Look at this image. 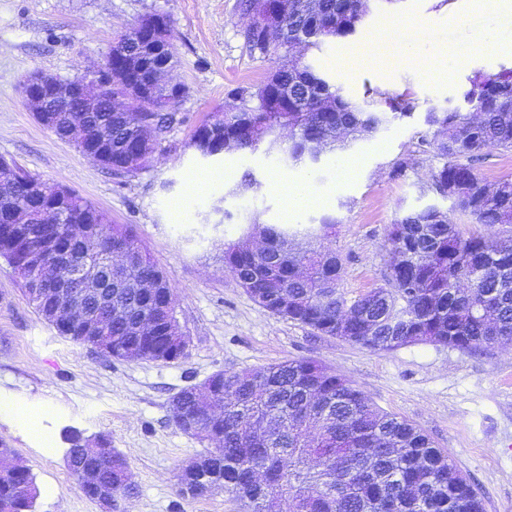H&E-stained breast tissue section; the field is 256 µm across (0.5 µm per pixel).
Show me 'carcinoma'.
Segmentation results:
<instances>
[{"instance_id": "1", "label": "carcinoma", "mask_w": 512, "mask_h": 512, "mask_svg": "<svg viewBox=\"0 0 512 512\" xmlns=\"http://www.w3.org/2000/svg\"><path fill=\"white\" fill-rule=\"evenodd\" d=\"M279 2L283 8L274 26L261 28L253 18L267 11L268 0H239L241 14L251 19L241 30L250 53L265 58L296 47L319 49L327 38L356 33L369 9V0ZM155 21L172 36L167 20L149 15L112 46V95L126 98L127 110L111 112L104 99L89 112L83 100H52L50 132L63 140L83 121L103 150L102 166L116 174L145 168L175 121L180 98L163 81L165 69L177 62L174 44L162 57L140 51ZM227 97L231 110L211 113L194 131L193 145L204 158L254 152L265 144L288 162H316L347 151L414 108L405 92L384 96L379 108L367 110L304 62L280 67L256 85L236 86ZM464 101L463 109L429 112L434 138L420 139L392 163L389 175L402 177L417 156L431 154L437 160L431 184L447 190L455 211L476 227L501 226L506 235H465L440 207L404 212L388 230L385 284L351 295L341 286L340 254L295 245L298 237L334 228L335 218L326 216L318 226L254 222L245 235L262 239L258 252H237L231 244L224 250V267L238 276L237 285L259 304L286 293L288 307L271 314L371 349L432 344L476 353L511 343L512 178L490 185L474 162L488 149L512 151V69L475 76ZM30 184L41 193L32 195ZM48 229L76 260L82 250L75 238L92 230L102 253L136 250L134 265L112 271V310L120 316L112 319L104 354L171 361L179 344L153 345L135 330L147 316L164 318L173 290L132 228L112 223L65 185L14 165L13 177L0 180V257L12 266L17 254L41 250ZM145 280L155 288L129 287ZM208 388L222 395L224 405L204 415L194 438L215 447L196 455L202 465L183 470L181 485L219 484L236 495L245 492L250 512H268L267 497L277 493L288 494L292 512H484L472 484L427 435L314 360L230 375L218 371ZM306 448L320 458L319 467L307 465ZM97 467L103 480L134 493L110 461L102 459ZM37 497L27 466L0 464V512H32Z\"/></svg>"}]
</instances>
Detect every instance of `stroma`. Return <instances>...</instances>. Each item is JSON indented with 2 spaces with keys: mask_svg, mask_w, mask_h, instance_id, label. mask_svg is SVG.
Instances as JSON below:
<instances>
[{
  "mask_svg": "<svg viewBox=\"0 0 512 512\" xmlns=\"http://www.w3.org/2000/svg\"><path fill=\"white\" fill-rule=\"evenodd\" d=\"M236 0H0V157L42 178L58 181L105 211L113 223L132 226L174 287V315L189 338L174 362L115 360L59 336L29 302L20 278L0 258V443L12 448L35 479L33 512H103L79 490L66 463L69 429L104 435L128 460L135 492L117 512H248L234 495L216 491L191 498L178 492V475L203 448L172 423L169 405L181 389L213 373L258 369L309 358L349 380L378 408L426 434L452 458L481 497L486 512H512V344L472 354L431 344L374 350L272 315L224 269V245L246 224H315L336 217L323 244L344 258L343 286L357 294L382 285L387 273V230L403 211L437 201L430 187L435 161L399 179L392 162L422 137H432L428 109L460 101L475 74L512 67V53L482 47L485 29L512 43V11L472 10L468 0H371L362 27L330 39L306 60L343 94L360 100L367 90L410 92L408 117L385 125L373 138L329 154L318 163L292 164L260 148L202 158L194 130L224 109L226 92L257 84L287 63V56L250 55L239 35L245 19ZM149 14L171 22L178 63L173 82L186 88L177 119L158 142L150 164L115 174L58 139L26 107L23 78L34 70L62 78L102 64L112 43ZM427 29L422 54L440 45L470 59L448 80L429 64L386 65L374 40L399 48L407 26ZM356 166L343 179V159ZM218 172L192 191L199 176ZM253 173L254 187L242 184ZM306 185L316 206L295 212L281 179ZM26 408L42 425L34 435L5 405ZM51 448H44L43 438Z\"/></svg>",
  "mask_w": 512,
  "mask_h": 512,
  "instance_id": "obj_1",
  "label": "stroma"
}]
</instances>
